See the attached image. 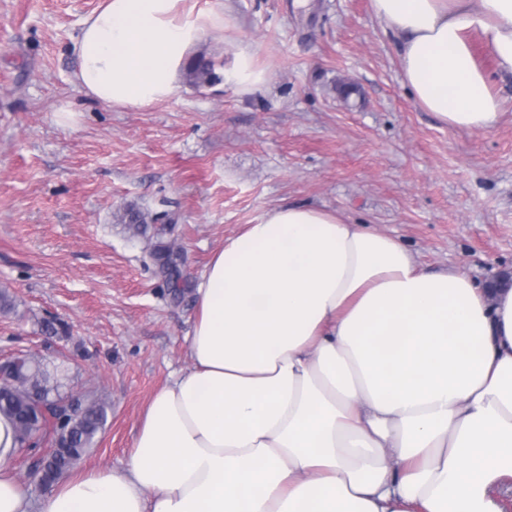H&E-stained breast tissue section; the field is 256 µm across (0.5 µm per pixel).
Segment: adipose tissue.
<instances>
[{
	"label": "adipose tissue",
	"instance_id": "obj_1",
	"mask_svg": "<svg viewBox=\"0 0 512 512\" xmlns=\"http://www.w3.org/2000/svg\"><path fill=\"white\" fill-rule=\"evenodd\" d=\"M416 102L451 129L502 116L480 33L512 73V0H371ZM223 14L103 0L74 51L82 92L170 99ZM190 370L148 405L123 471L72 474L32 504L0 414V512H502L512 478V287L427 273L340 214L267 211L196 288Z\"/></svg>",
	"mask_w": 512,
	"mask_h": 512
}]
</instances>
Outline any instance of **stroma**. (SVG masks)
<instances>
[{
	"instance_id": "1",
	"label": "stroma",
	"mask_w": 512,
	"mask_h": 512,
	"mask_svg": "<svg viewBox=\"0 0 512 512\" xmlns=\"http://www.w3.org/2000/svg\"><path fill=\"white\" fill-rule=\"evenodd\" d=\"M101 2L0 0V362L54 360L106 402L81 468L123 470L152 397L190 367L213 252L273 208L340 213L428 273L480 284L512 267V74L484 46L505 112L454 130L414 100L370 0H221L199 55L220 73L248 49L265 84L184 79L167 101L113 107L73 83L74 40Z\"/></svg>"
}]
</instances>
